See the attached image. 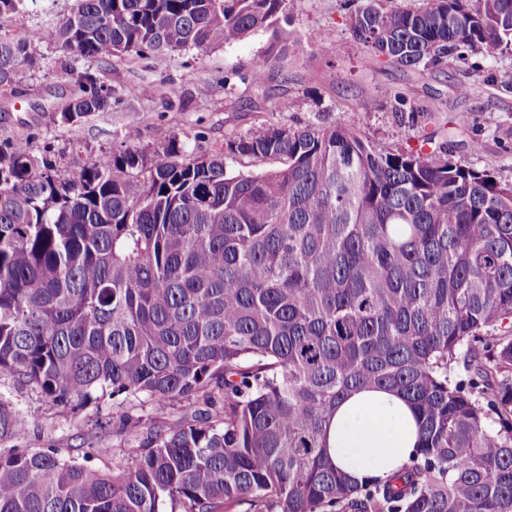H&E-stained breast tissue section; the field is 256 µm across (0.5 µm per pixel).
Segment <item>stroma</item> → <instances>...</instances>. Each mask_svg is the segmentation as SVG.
Segmentation results:
<instances>
[{
  "instance_id": "1",
  "label": "stroma",
  "mask_w": 512,
  "mask_h": 512,
  "mask_svg": "<svg viewBox=\"0 0 512 512\" xmlns=\"http://www.w3.org/2000/svg\"><path fill=\"white\" fill-rule=\"evenodd\" d=\"M73 0H36L28 12L0 17V36L26 40L40 54L37 68H21L13 85L0 86V148L28 141L37 157L59 170L89 165L123 151L128 130L146 154L157 148V128H168L186 152L215 154L229 136L253 125H329L346 118L381 152L440 148L452 160L490 171L512 182V54L483 52L448 57L440 66L408 69L376 56L356 42L346 19L353 0H288L287 29L301 41L288 64L273 65L263 87L252 84L251 61L271 52L272 30H261L230 46L188 48L165 64L152 56L124 53L88 61L60 50L53 33ZM334 42V53L322 46ZM91 69L114 90L112 106L70 126L59 109L79 88L75 72ZM208 95H199L196 80ZM469 84L468 97L456 89ZM293 100L278 111L280 98ZM415 110L406 118V110ZM482 148L472 152V141ZM0 393L10 396L26 416L29 448L112 445L121 414L149 418L151 406L138 397L124 408L111 400L71 412L46 403L36 391L0 377Z\"/></svg>"
}]
</instances>
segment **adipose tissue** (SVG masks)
<instances>
[{"label":"adipose tissue","mask_w":512,"mask_h":512,"mask_svg":"<svg viewBox=\"0 0 512 512\" xmlns=\"http://www.w3.org/2000/svg\"><path fill=\"white\" fill-rule=\"evenodd\" d=\"M327 444L336 465L356 481L387 479L408 462L417 444L414 412L396 394L354 392L331 420Z\"/></svg>","instance_id":"1"}]
</instances>
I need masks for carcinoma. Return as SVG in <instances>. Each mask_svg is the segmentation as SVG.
Returning a JSON list of instances; mask_svg holds the SVG:
<instances>
[{
    "instance_id": "obj_1",
    "label": "carcinoma",
    "mask_w": 512,
    "mask_h": 512,
    "mask_svg": "<svg viewBox=\"0 0 512 512\" xmlns=\"http://www.w3.org/2000/svg\"><path fill=\"white\" fill-rule=\"evenodd\" d=\"M288 0H74L54 38L83 58L232 45ZM352 37L405 68L512 52V0H366ZM40 58L0 37V85ZM272 58L250 65L265 84ZM60 112L108 109L90 69ZM59 174L0 150V376L75 411L143 394L110 448L19 447L0 394V512H512V183L434 152L381 153L346 119L254 125L219 155L167 128ZM234 162L269 161L259 171ZM147 172L140 183L128 171ZM407 400L419 442L384 481L331 459L352 392ZM116 459L106 474L89 465Z\"/></svg>"
}]
</instances>
